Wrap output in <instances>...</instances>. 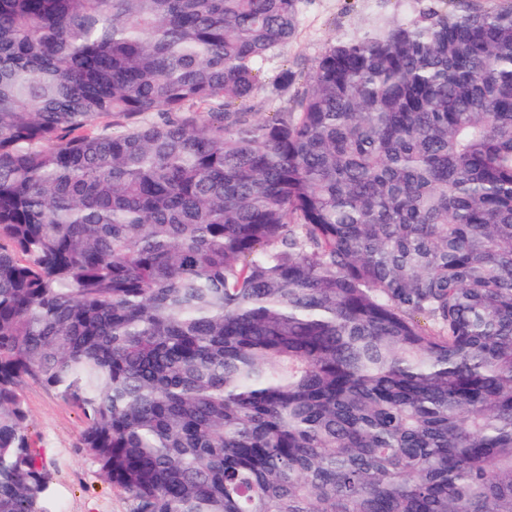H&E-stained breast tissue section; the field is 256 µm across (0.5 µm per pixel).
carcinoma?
I'll use <instances>...</instances> for the list:
<instances>
[{
	"instance_id": "obj_1",
	"label": "carcinoma",
	"mask_w": 512,
	"mask_h": 512,
	"mask_svg": "<svg viewBox=\"0 0 512 512\" xmlns=\"http://www.w3.org/2000/svg\"><path fill=\"white\" fill-rule=\"evenodd\" d=\"M301 2L0 0V512L28 381L129 512H512V8ZM440 1L303 0L298 37L264 62L260 80L271 83L286 68L306 69L331 41L349 38L378 19L407 21L427 5L445 7Z\"/></svg>"
}]
</instances>
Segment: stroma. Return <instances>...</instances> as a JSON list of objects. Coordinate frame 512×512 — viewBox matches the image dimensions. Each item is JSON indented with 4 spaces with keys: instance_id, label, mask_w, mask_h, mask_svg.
Returning <instances> with one entry per match:
<instances>
[{
    "instance_id": "obj_1",
    "label": "stroma",
    "mask_w": 512,
    "mask_h": 512,
    "mask_svg": "<svg viewBox=\"0 0 512 512\" xmlns=\"http://www.w3.org/2000/svg\"><path fill=\"white\" fill-rule=\"evenodd\" d=\"M430 0H302L298 37L263 64L269 83L286 68H305L334 40L345 39L381 18L407 21ZM21 394L33 446L50 477L49 512H128L125 497L103 480L81 446L79 411L44 386L27 382Z\"/></svg>"
}]
</instances>
